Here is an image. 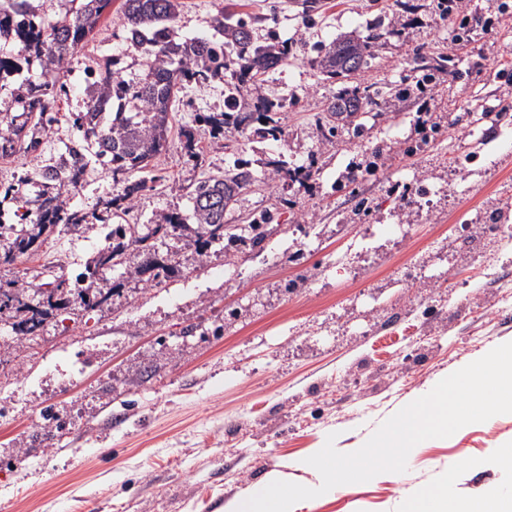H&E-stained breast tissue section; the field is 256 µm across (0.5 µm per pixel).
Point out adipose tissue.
<instances>
[{
  "instance_id": "adipose-tissue-1",
  "label": "adipose tissue",
  "mask_w": 512,
  "mask_h": 512,
  "mask_svg": "<svg viewBox=\"0 0 512 512\" xmlns=\"http://www.w3.org/2000/svg\"><path fill=\"white\" fill-rule=\"evenodd\" d=\"M397 509L398 512H512V496L493 492L464 500L454 497L443 484L400 497Z\"/></svg>"
}]
</instances>
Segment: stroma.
I'll return each instance as SVG.
<instances>
[{"mask_svg":"<svg viewBox=\"0 0 512 512\" xmlns=\"http://www.w3.org/2000/svg\"><path fill=\"white\" fill-rule=\"evenodd\" d=\"M182 37L208 35L222 11L260 17L293 47L280 80L263 92L288 95L282 113L289 161L313 164L306 184L252 186L225 214L242 224L276 208L260 247L170 244L175 286L116 269L108 305L55 312L33 336L0 334V512H225L273 472L302 484L294 459L323 447L348 452L410 395L468 359L512 342V0H462L466 39L435 8L411 14L395 0H322L303 25L301 0H180ZM121 0L59 77L67 95L59 123L37 151L0 156V192L76 137L71 114L86 67L125 54ZM395 29L358 82L415 84L416 47L448 56L420 93L367 114L361 136H319L337 86L306 63L311 45L340 34L364 37L375 21ZM482 60L483 69L472 66ZM437 134L413 155L423 104ZM224 108V87L185 86L172 130L144 173L146 188L123 217L153 224L188 210L187 192L232 164L197 120ZM205 151L188 157L182 128ZM374 173L338 184L352 161L374 150ZM96 180L72 194L92 209L122 184L94 164ZM433 189L420 205L422 189ZM70 243L49 239L34 255L0 266V281L46 282ZM512 442V414L475 424L461 437L425 441L400 481L383 473L322 500L314 512H395L402 492L456 474L453 493L512 491V475L484 464Z\"/></svg>","mask_w":512,"mask_h":512,"instance_id":"obj_1","label":"stroma"}]
</instances>
